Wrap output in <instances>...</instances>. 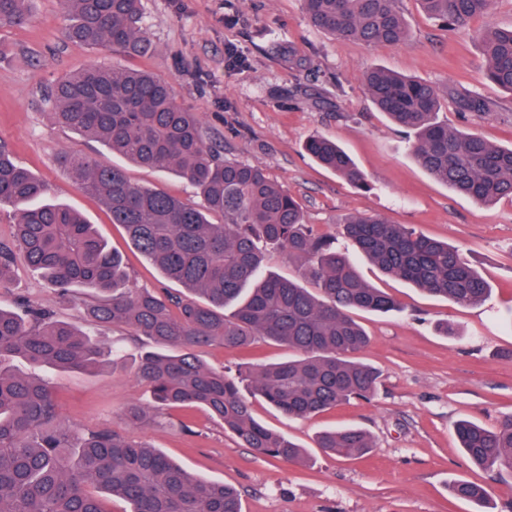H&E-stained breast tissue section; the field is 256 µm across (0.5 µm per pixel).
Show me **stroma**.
<instances>
[{
  "instance_id": "1",
  "label": "stroma",
  "mask_w": 512,
  "mask_h": 512,
  "mask_svg": "<svg viewBox=\"0 0 512 512\" xmlns=\"http://www.w3.org/2000/svg\"><path fill=\"white\" fill-rule=\"evenodd\" d=\"M399 7L409 35L395 47L315 28L302 0H143L155 45L145 57L65 43L58 0H35L30 22L0 28V143L49 184L57 201L96 224L138 286L178 288L57 162L63 151L93 154L106 164L115 156L52 124L42 104L57 77L91 65L142 70L171 82L178 101L200 113L206 139L220 144L226 158L262 166L336 248L349 247L341 235L347 216H378L459 248L490 288L482 303L459 305L362 265L365 279L402 307L359 317L370 337L360 357L382 374L374 398L299 420L264 401L252 403L258 421L306 449L301 465L243 447L202 409L173 408L159 423L132 426L126 406L152 404L149 389L134 377L141 344L125 331L78 321L85 290L57 301L16 259L10 279L0 284L1 301L24 296L54 303L58 319L79 322L123 355L111 373L54 371L61 416L74 429L104 427L131 436L193 473L233 484L243 512H475L474 504L453 495L450 485L458 479L487 490L486 512H512V475L473 464L454 434L462 418L488 429L512 419V199L479 204L433 178L411 153L412 134L375 107L363 80L365 71L381 66L432 84L441 94L438 118L449 129L511 146L512 92L486 81L482 36L512 27V0H495L490 13L461 26L434 20L420 0H399ZM475 93L490 102L489 111L460 108L458 97ZM314 135L345 148L365 173L366 187L313 161L303 144ZM125 172L133 184L198 200L176 175L131 164ZM445 323L452 334L442 333ZM343 425L370 434L365 457L345 459L317 448L320 432Z\"/></svg>"
}]
</instances>
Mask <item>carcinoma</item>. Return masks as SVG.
<instances>
[{
    "instance_id": "1",
    "label": "carcinoma",
    "mask_w": 512,
    "mask_h": 512,
    "mask_svg": "<svg viewBox=\"0 0 512 512\" xmlns=\"http://www.w3.org/2000/svg\"><path fill=\"white\" fill-rule=\"evenodd\" d=\"M34 0H0V26L31 17ZM399 0H303L312 24L365 45L397 46L408 37ZM450 25L488 13L494 0H420ZM63 40L82 49L150 53L142 0H59ZM487 80L512 93V28L484 37ZM364 81L375 105L413 132L412 153L429 174L468 198H512V146L438 120L440 97L429 83L383 68ZM55 124L100 144L140 167L186 179L200 197L189 204L157 188L134 185L123 169L92 154L62 152L58 163L77 188L97 199L111 222L163 276L184 291L137 286L122 257L80 213L49 198L45 182L18 165L0 144V207L16 214L15 239L0 244V281L14 247L29 266L67 298L83 286L97 298L85 317L118 327L147 345L135 377L148 386L150 413L126 408L143 426L171 407L200 406L247 448L293 463L303 449L251 411L259 396L290 419H305L355 399L373 397L380 372L355 357L369 343L356 313H389L399 305L368 283L355 261L313 233L297 201L265 170L226 159L206 142L197 112L183 107L172 85L151 73L90 66L57 79L44 94ZM305 150L322 167L363 187L366 179L334 140L313 136ZM344 234L382 273L456 304L481 302L489 292L479 272L454 247L377 216L356 215ZM300 261L299 277L268 274L269 249ZM310 281L315 288H306ZM262 340L288 350L282 361L246 367L238 375L206 365L199 351L218 345L247 352ZM23 359L46 369L107 370L111 351L76 325L55 318L47 302L18 298L0 305V512H108L102 493L125 512H243L240 492L190 473L164 453L106 429L78 432L59 416L49 377L14 368ZM247 384L249 395L242 393ZM460 448L476 465L512 474V420L495 430L468 419L455 424ZM317 447L360 457L373 447L362 429L325 431ZM453 494L476 504L483 488L457 480Z\"/></svg>"
}]
</instances>
